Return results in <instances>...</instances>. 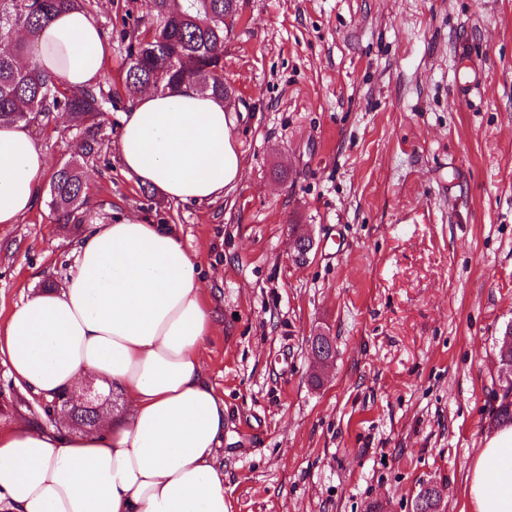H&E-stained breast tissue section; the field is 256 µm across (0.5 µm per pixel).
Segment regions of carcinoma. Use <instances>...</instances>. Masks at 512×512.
<instances>
[{"label":"carcinoma","instance_id":"1","mask_svg":"<svg viewBox=\"0 0 512 512\" xmlns=\"http://www.w3.org/2000/svg\"><path fill=\"white\" fill-rule=\"evenodd\" d=\"M91 0H0V124L27 121L38 125L58 113L72 125V152L59 164L49 184L48 206L58 223H83L87 182L83 164L99 156L105 140L109 107L115 101L102 88L72 89L36 66L23 62L25 42L58 13L89 11ZM152 39L139 28L128 33L125 92L134 100L146 87L164 92L186 85L214 98H224V26L233 17L226 0H149ZM491 422L512 423V400H498Z\"/></svg>","mask_w":512,"mask_h":512}]
</instances>
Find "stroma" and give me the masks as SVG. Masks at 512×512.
I'll list each match as a JSON object with an SVG mask.
<instances>
[{
    "label": "stroma",
    "mask_w": 512,
    "mask_h": 512,
    "mask_svg": "<svg viewBox=\"0 0 512 512\" xmlns=\"http://www.w3.org/2000/svg\"><path fill=\"white\" fill-rule=\"evenodd\" d=\"M224 39L240 182L207 204L143 194L121 171V113L85 167L86 224L174 231L218 315L201 351L224 399L229 512H412L437 487L462 512L492 428L498 341L512 325V0H238ZM148 0H94L124 97L122 29ZM481 76L458 98L465 62ZM69 122L36 139L49 168ZM0 227V320L60 285L85 226L44 197ZM311 249L295 259L296 234ZM335 356L309 382L316 332ZM50 426L0 360V427Z\"/></svg>",
    "instance_id": "1"
}]
</instances>
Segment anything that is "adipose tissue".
<instances>
[{"instance_id": "1", "label": "adipose tissue", "mask_w": 512, "mask_h": 512, "mask_svg": "<svg viewBox=\"0 0 512 512\" xmlns=\"http://www.w3.org/2000/svg\"><path fill=\"white\" fill-rule=\"evenodd\" d=\"M108 52L91 15L60 12L28 61L71 88L102 82ZM223 101L190 88L146 90L124 112L122 172L174 202L210 203L243 164ZM47 159L30 126H0V225L36 205ZM62 284L38 291L0 324V356L40 399L82 386L123 394V416L94 429L0 428V512H228L216 450L224 401L200 359L215 327L197 257L174 232L122 219L75 242ZM470 512H512V425L493 428L467 477Z\"/></svg>"}]
</instances>
